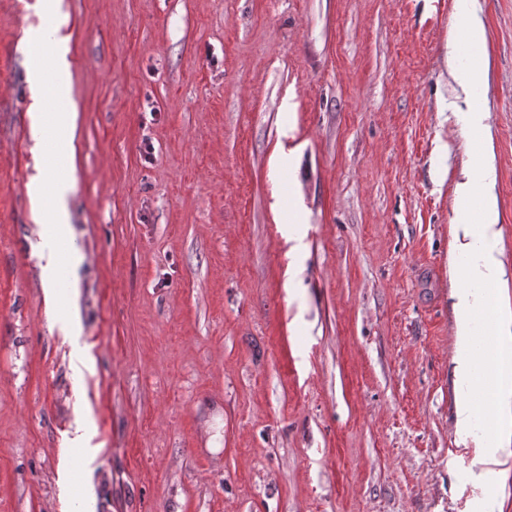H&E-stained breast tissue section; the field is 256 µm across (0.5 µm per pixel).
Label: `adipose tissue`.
I'll use <instances>...</instances> for the list:
<instances>
[{
    "mask_svg": "<svg viewBox=\"0 0 512 512\" xmlns=\"http://www.w3.org/2000/svg\"><path fill=\"white\" fill-rule=\"evenodd\" d=\"M35 88L31 119L37 149H44L47 134L72 142L75 114L67 105L65 85L55 93L43 88L40 69H33ZM486 113L460 112L456 121L463 136L480 133V152L474 161L485 178L457 184L458 198L479 193L480 204L457 213L451 225L448 250V279L455 298V371L476 395L489 394L488 421L496 436L487 444L485 462L497 463L499 456H512V279L507 276V257L498 226L494 193V153ZM72 183L41 173L31 191L41 214L38 236L70 240L68 196Z\"/></svg>",
    "mask_w": 512,
    "mask_h": 512,
    "instance_id": "ef3b65f1",
    "label": "adipose tissue"
}]
</instances>
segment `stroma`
<instances>
[{
	"instance_id": "1",
	"label": "stroma",
	"mask_w": 512,
	"mask_h": 512,
	"mask_svg": "<svg viewBox=\"0 0 512 512\" xmlns=\"http://www.w3.org/2000/svg\"><path fill=\"white\" fill-rule=\"evenodd\" d=\"M60 0L79 335L34 254L27 52L0 0V512H512L459 443L447 257L488 112L512 259V0ZM470 9L467 13L466 27L469 34L468 49L470 54L478 59L480 62L476 67L469 71L467 78H463L458 74V77L465 89H469L470 85L476 86L483 84L488 78V62L485 54L484 45L481 40L480 29L482 28V21L478 16L477 10L474 7L473 1H468Z\"/></svg>"
}]
</instances>
